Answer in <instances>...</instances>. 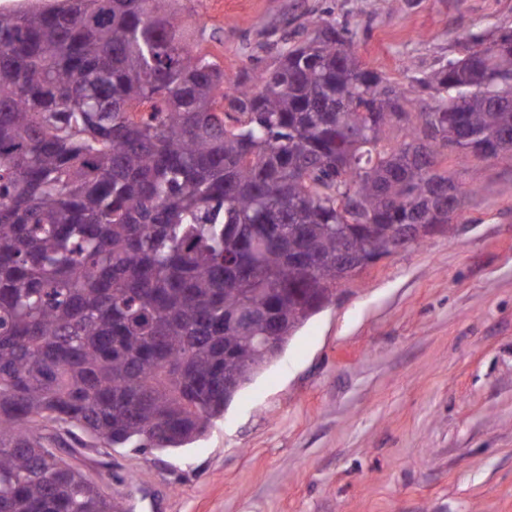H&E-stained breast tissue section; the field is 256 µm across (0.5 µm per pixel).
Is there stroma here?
Returning <instances> with one entry per match:
<instances>
[{
    "label": "stroma",
    "instance_id": "35a3bbf8",
    "mask_svg": "<svg viewBox=\"0 0 512 512\" xmlns=\"http://www.w3.org/2000/svg\"><path fill=\"white\" fill-rule=\"evenodd\" d=\"M180 8L227 77H256L286 26L328 15L407 88L471 35L512 26V0ZM448 174L467 190L453 234L343 286L189 447H83L98 482L130 512H512V159H452Z\"/></svg>",
    "mask_w": 512,
    "mask_h": 512
}]
</instances>
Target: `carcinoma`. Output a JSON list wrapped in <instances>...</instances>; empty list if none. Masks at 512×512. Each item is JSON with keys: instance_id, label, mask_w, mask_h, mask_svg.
I'll return each instance as SVG.
<instances>
[{"instance_id": "1", "label": "carcinoma", "mask_w": 512, "mask_h": 512, "mask_svg": "<svg viewBox=\"0 0 512 512\" xmlns=\"http://www.w3.org/2000/svg\"><path fill=\"white\" fill-rule=\"evenodd\" d=\"M176 2L0 9V512H126L52 444L194 443L345 255L452 232L448 149L512 157V27L407 89L320 17L230 79Z\"/></svg>"}]
</instances>
